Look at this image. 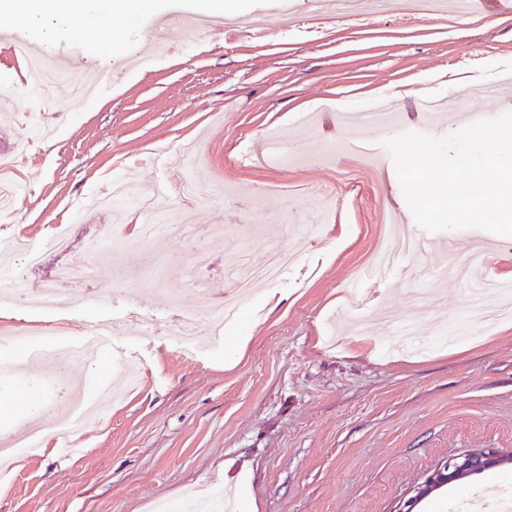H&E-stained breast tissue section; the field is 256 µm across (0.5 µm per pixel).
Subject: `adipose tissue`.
Instances as JSON below:
<instances>
[{"instance_id": "1", "label": "adipose tissue", "mask_w": 512, "mask_h": 512, "mask_svg": "<svg viewBox=\"0 0 512 512\" xmlns=\"http://www.w3.org/2000/svg\"><path fill=\"white\" fill-rule=\"evenodd\" d=\"M136 0H103L100 14H92L86 0H0V16H7L27 25L34 39L48 40L51 29L46 19L59 18L73 27L95 23L98 15H122L136 9Z\"/></svg>"}]
</instances>
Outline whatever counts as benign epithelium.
<instances>
[{
	"instance_id": "7a95c632",
	"label": "benign epithelium",
	"mask_w": 512,
	"mask_h": 512,
	"mask_svg": "<svg viewBox=\"0 0 512 512\" xmlns=\"http://www.w3.org/2000/svg\"><path fill=\"white\" fill-rule=\"evenodd\" d=\"M512 464V454L506 456L494 450H479L461 458L448 460L430 471L424 481L417 485L399 512H416L417 507L448 484L469 476L483 474L504 465Z\"/></svg>"
}]
</instances>
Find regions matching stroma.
Here are the masks:
<instances>
[{
	"label": "stroma",
	"instance_id": "1",
	"mask_svg": "<svg viewBox=\"0 0 512 512\" xmlns=\"http://www.w3.org/2000/svg\"><path fill=\"white\" fill-rule=\"evenodd\" d=\"M275 17L263 33L226 39L172 32L149 62L140 57L156 18L144 9L113 16L95 30L57 25L43 51L77 77L99 80L97 98L77 103L72 87L34 101L22 76L0 61V180L31 190L0 217V241L44 240L58 224L77 232L67 252L44 254L33 293L58 267L88 261L89 281L66 285L53 312L25 311L8 296L19 257L0 262V439L24 433L64 404L75 384L88 404L104 380L138 364L141 380L63 442L41 441L0 474V512H159L224 496L234 512H398L415 485L446 460L482 448L512 452V318L486 326L466 308L458 252L488 249L486 298L512 273V237L480 229L433 234L431 254L398 257L382 281L354 274L387 229L419 234L396 175L387 139L455 131L451 113L420 122L405 91L432 102L457 86L472 89L465 112L493 118L512 111V10L446 22L403 24L376 18L357 25L322 15L306 25L305 0H244L242 16ZM290 15V27L277 19ZM492 85L498 96L480 94ZM384 102L386 130L369 129L371 155L345 150L319 159L317 145L348 141L337 116ZM288 137L287 159L266 144ZM228 192L224 205L194 211V239L177 234L140 243L128 211L93 205L113 182L129 179L177 194L194 169ZM119 231L112 251L99 240ZM278 237L295 253L273 284L238 303L218 343L187 344L168 327L185 311L219 305L242 262L262 263ZM145 249L149 266L126 288L110 286L120 252ZM202 259L204 290L186 285L189 252ZM151 317V329L113 337L80 372L61 374L33 356L17 329L42 327L58 343L85 338L88 321L125 312ZM247 481L250 502L240 500ZM512 488V466L448 486L420 512L485 486Z\"/></svg>",
	"mask_w": 512,
	"mask_h": 512
}]
</instances>
